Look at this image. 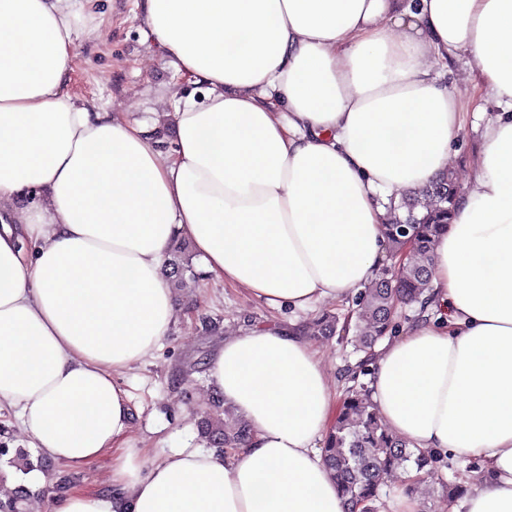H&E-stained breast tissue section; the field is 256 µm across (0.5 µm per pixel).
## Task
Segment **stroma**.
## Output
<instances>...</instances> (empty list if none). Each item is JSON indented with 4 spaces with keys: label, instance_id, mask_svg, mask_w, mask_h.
I'll use <instances>...</instances> for the list:
<instances>
[{
    "label": "stroma",
    "instance_id": "1",
    "mask_svg": "<svg viewBox=\"0 0 512 512\" xmlns=\"http://www.w3.org/2000/svg\"><path fill=\"white\" fill-rule=\"evenodd\" d=\"M473 60L449 64L446 79L460 92L459 138L452 165L460 183L473 176L483 125L497 107L470 77ZM67 88L75 100L91 102L105 111L152 122L159 111H172L175 101L200 98V88L184 78L171 57L148 34L138 15L136 0H80L75 21V58ZM177 317L168 336L143 362L116 376L129 398L133 423L127 437L131 448L146 449L160 459L174 448H199L197 432L208 399L206 360L228 333L241 327L294 324L304 326L310 312L273 307L242 289L203 275L192 295L177 299ZM214 327L206 331L202 318ZM328 374L332 392L344 397L349 387L368 383L370 359L348 339L337 336L314 339ZM0 483L16 471L18 449L32 461H41L34 440L22 432L13 409L0 408ZM480 458H438L433 474L418 500V512H452L444 486L466 483L481 473Z\"/></svg>",
    "mask_w": 512,
    "mask_h": 512
}]
</instances>
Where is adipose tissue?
<instances>
[{
    "mask_svg": "<svg viewBox=\"0 0 512 512\" xmlns=\"http://www.w3.org/2000/svg\"><path fill=\"white\" fill-rule=\"evenodd\" d=\"M77 0H0V404L46 458L111 456L108 493L51 512H346L317 442L338 408L298 332L225 337L209 386L247 420L218 453L145 462L115 372L175 322L163 270L274 306L350 297L387 258L385 202L438 180L460 131L437 62L476 64L500 111L434 247L433 318L372 359L369 397L412 449L478 457L463 512H512V0H140L202 100L149 126L66 90ZM37 196V209L16 203Z\"/></svg>",
    "mask_w": 512,
    "mask_h": 512,
    "instance_id": "1",
    "label": "adipose tissue"
}]
</instances>
